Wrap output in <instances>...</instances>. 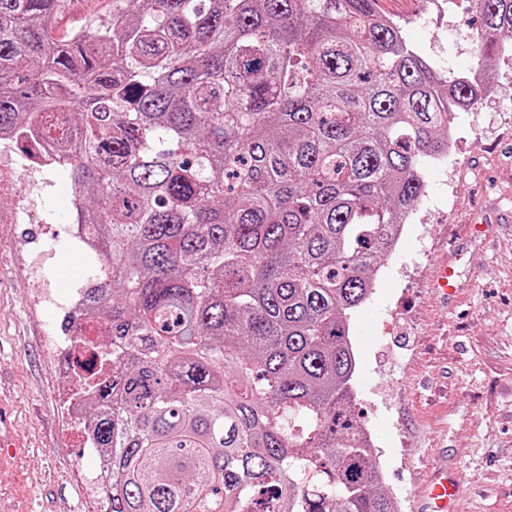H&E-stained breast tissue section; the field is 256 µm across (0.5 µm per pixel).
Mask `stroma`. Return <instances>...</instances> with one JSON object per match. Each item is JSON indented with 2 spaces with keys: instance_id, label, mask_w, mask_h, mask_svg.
<instances>
[{
  "instance_id": "obj_1",
  "label": "stroma",
  "mask_w": 512,
  "mask_h": 512,
  "mask_svg": "<svg viewBox=\"0 0 512 512\" xmlns=\"http://www.w3.org/2000/svg\"><path fill=\"white\" fill-rule=\"evenodd\" d=\"M379 8L435 67L473 69L468 0ZM460 124L455 155L426 171V206L400 252L379 261L372 297L350 314L355 418L400 512H417L443 467L460 483L462 512H512V98L461 113ZM40 185L21 221L20 173L0 165V407L17 446L0 465V512H101L96 464L65 403L73 382L55 362L56 325L27 288L37 278L62 297L93 263L69 244L70 181L47 172ZM452 258L457 291L442 301L429 281Z\"/></svg>"
}]
</instances>
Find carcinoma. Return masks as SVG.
Wrapping results in <instances>:
<instances>
[{"instance_id":"cac0c4a2","label":"carcinoma","mask_w":512,"mask_h":512,"mask_svg":"<svg viewBox=\"0 0 512 512\" xmlns=\"http://www.w3.org/2000/svg\"><path fill=\"white\" fill-rule=\"evenodd\" d=\"M69 2L0 0V133L63 156L104 267L102 512H398L349 314L512 51V0H472L475 69L449 77L378 0H108L58 40Z\"/></svg>"}]
</instances>
